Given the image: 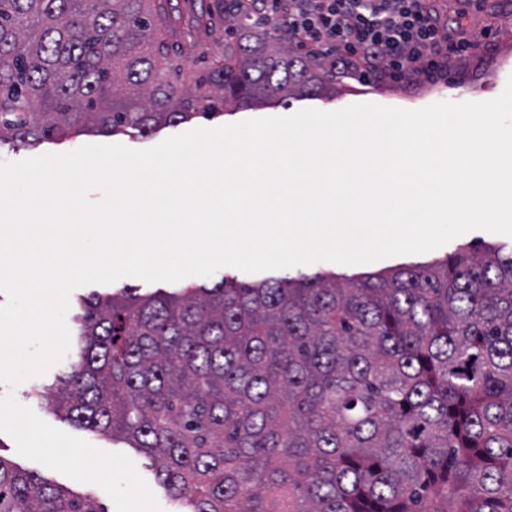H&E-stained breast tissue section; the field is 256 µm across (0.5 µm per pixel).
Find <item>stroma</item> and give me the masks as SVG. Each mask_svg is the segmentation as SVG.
<instances>
[{"label":"stroma","instance_id":"1","mask_svg":"<svg viewBox=\"0 0 512 512\" xmlns=\"http://www.w3.org/2000/svg\"><path fill=\"white\" fill-rule=\"evenodd\" d=\"M211 0H170L174 21V30L168 35L171 52H179L186 44H196L207 56H214L228 38L229 29L222 19L206 23L201 18ZM468 11L469 25L474 31H488L487 44L474 53L449 62L448 79L434 83L424 76L412 74L401 80H377L363 84L350 78H337L336 93L331 98L306 97L292 101L289 108L271 104L261 107H243L213 118V125L240 122L254 118L283 115L284 111H297L303 108H316L332 111L360 102H374L403 109H419L431 103L450 99L451 83L459 82L470 86L472 94L478 100H490L501 94L508 77L512 76V9L501 4L500 0H487L483 10H467L464 0H447L442 14L447 22H454L458 12ZM473 242L499 243L512 246V237L476 230L452 240L438 249L414 255H400L370 264L340 265L330 262H318L304 266L308 276L336 273L343 277H356L394 266L427 264L444 259L454 253L459 245ZM74 354L65 359L47 375L29 380L18 388V400L32 407L38 416L49 425L89 443L112 452H122L135 462L138 471L155 492L165 512H178L176 502L169 497L167 490L157 480L148 459L136 449L130 448L123 440L115 439L98 432L77 426L55 414L45 403L56 388L57 377L75 362ZM0 447L4 448L10 459L21 469L37 472L49 482L62 486L70 492L87 496L102 504L107 512H113L115 505L110 497L97 485L81 483L49 469L42 464L20 456L16 451L14 439L0 433Z\"/></svg>","mask_w":512,"mask_h":512}]
</instances>
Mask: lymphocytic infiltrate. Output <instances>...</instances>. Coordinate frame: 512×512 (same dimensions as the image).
<instances>
[{"label":"lymphocytic infiltrate","instance_id":"1","mask_svg":"<svg viewBox=\"0 0 512 512\" xmlns=\"http://www.w3.org/2000/svg\"><path fill=\"white\" fill-rule=\"evenodd\" d=\"M224 7L259 26L281 28L295 49L330 59L363 83L398 81L408 73L435 80L450 58L480 46L467 13L447 28L433 0H226Z\"/></svg>","mask_w":512,"mask_h":512}]
</instances>
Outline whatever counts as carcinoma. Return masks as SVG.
Instances as JSON below:
<instances>
[{
  "label": "carcinoma",
  "mask_w": 512,
  "mask_h": 512,
  "mask_svg": "<svg viewBox=\"0 0 512 512\" xmlns=\"http://www.w3.org/2000/svg\"><path fill=\"white\" fill-rule=\"evenodd\" d=\"M194 87L164 0H0V146L148 137L336 92V69L230 16ZM49 407L151 461L180 512H512V251L342 284L289 276L79 301ZM0 512H107L0 455Z\"/></svg>",
  "instance_id": "carcinoma-1"
}]
</instances>
